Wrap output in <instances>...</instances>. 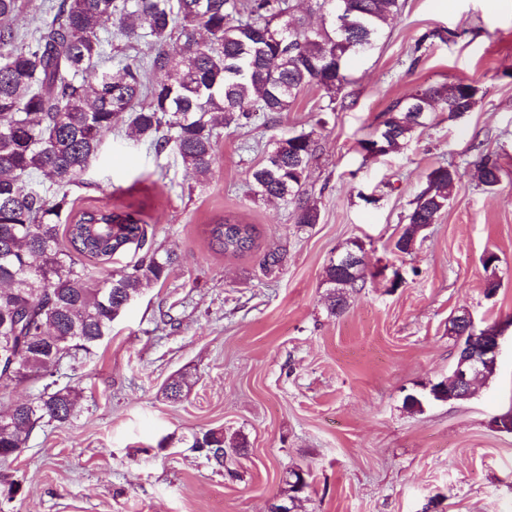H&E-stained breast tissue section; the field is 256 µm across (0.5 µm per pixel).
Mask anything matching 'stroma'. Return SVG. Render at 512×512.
Instances as JSON below:
<instances>
[{
  "mask_svg": "<svg viewBox=\"0 0 512 512\" xmlns=\"http://www.w3.org/2000/svg\"><path fill=\"white\" fill-rule=\"evenodd\" d=\"M401 4L349 61L336 100L309 86L290 111L223 129L205 184L127 128L105 137L61 224L128 211L148 246L179 262L91 354L54 368L80 393L74 416L41 422L19 456L0 459V512H268L296 466L310 472L298 512H512V432L492 424L512 410V0ZM460 80L479 90L473 111L434 112L399 150L365 155L361 140L396 101ZM301 131L317 141L304 189L320 211L304 229L248 187L270 142ZM482 154L502 167L491 189ZM442 165L459 172L451 201L411 253L396 252ZM227 218L253 226L250 252L212 246L210 226ZM355 241L371 276L333 316L325 269ZM271 251L284 261L267 273L259 260ZM461 310L503 327L495 376L468 399L406 408V395L451 372L448 320ZM180 373L190 388L174 402L164 388ZM218 428L248 443L220 466L192 446Z\"/></svg>",
  "mask_w": 512,
  "mask_h": 512,
  "instance_id": "obj_1",
  "label": "stroma"
}]
</instances>
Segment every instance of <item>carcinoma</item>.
I'll return each mask as SVG.
<instances>
[{"mask_svg": "<svg viewBox=\"0 0 512 512\" xmlns=\"http://www.w3.org/2000/svg\"><path fill=\"white\" fill-rule=\"evenodd\" d=\"M341 23L309 27L291 15L286 0H0V386L19 385L51 374L56 358L89 353L109 333L115 315L141 291L167 278L175 253L146 247L147 230L130 212L86 211L65 227L58 219L71 190L84 183L107 134L127 126L137 140L160 153L172 147L185 166L206 178L216 163L220 130L242 126L253 112L290 111L307 86L334 101L348 82L346 61L369 50L401 11L399 0H340ZM28 9L38 21L32 33L15 25ZM107 30L118 45L148 39L155 54L145 62L127 58L109 64ZM150 70L164 73L146 81ZM478 88L457 82L417 91L397 101L364 152L383 156L401 147L427 114L440 109L453 120L474 109ZM316 153L313 132L282 135L249 175L260 199L293 207L294 223L319 222L316 206L303 200L306 172ZM481 183L500 182L497 160L478 163ZM458 171L439 166L415 198L394 249L413 250L418 234L436 223L448 205ZM211 242L226 254L254 247L253 226L230 219L213 224ZM143 250L133 263L94 279L73 253L108 263L130 248ZM366 270L332 262L325 270L330 313L343 312ZM467 351L474 333L448 326ZM19 363L10 365L11 358ZM189 387L184 374L165 387L179 401ZM468 398L443 379L426 394H409L405 405L420 411L428 400ZM77 405L64 387L36 402H11L0 410V458L18 456L44 419L66 424ZM224 432L194 437L192 447L224 465ZM288 470L282 502L298 508L297 481Z\"/></svg>", "mask_w": 512, "mask_h": 512, "instance_id": "cac0c4a2", "label": "carcinoma"}]
</instances>
